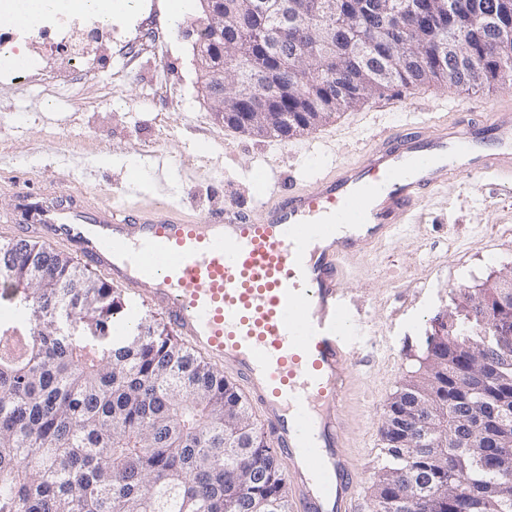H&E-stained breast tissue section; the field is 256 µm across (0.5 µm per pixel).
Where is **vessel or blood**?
<instances>
[{"label":"vessel or blood","instance_id":"b4317fda","mask_svg":"<svg viewBox=\"0 0 512 512\" xmlns=\"http://www.w3.org/2000/svg\"><path fill=\"white\" fill-rule=\"evenodd\" d=\"M483 176L512 188L511 113L389 132L307 189L267 168L263 200L193 222L165 204L100 205L47 210L30 231L75 247L134 301L161 304L168 328L233 369L288 461L300 512H359L340 426L358 328L344 262L419 223L432 189Z\"/></svg>","mask_w":512,"mask_h":512}]
</instances>
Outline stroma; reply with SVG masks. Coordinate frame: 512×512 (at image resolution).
I'll list each match as a JSON object with an SVG mask.
<instances>
[{"label": "stroma", "instance_id": "obj_1", "mask_svg": "<svg viewBox=\"0 0 512 512\" xmlns=\"http://www.w3.org/2000/svg\"><path fill=\"white\" fill-rule=\"evenodd\" d=\"M171 0H138L112 13L111 36L83 42L94 69L75 75L59 54L55 81L0 83V241L27 223L25 206L61 196L147 209L176 205L196 220L229 202L250 205L268 166L310 174L363 148L414 112L463 121L506 111L505 88L398 87L336 114L307 135L256 138L215 120L198 83L193 40L198 0L172 13ZM154 39L138 47L137 27ZM413 109H404V101ZM422 223L347 258L344 286L360 311L355 365L342 404L347 451L361 477L362 510L374 512L376 474L386 458V405L417 372L459 289L477 291L512 269V193L486 178L453 179L424 202Z\"/></svg>", "mask_w": 512, "mask_h": 512}]
</instances>
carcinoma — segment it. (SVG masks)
Segmentation results:
<instances>
[{
    "mask_svg": "<svg viewBox=\"0 0 512 512\" xmlns=\"http://www.w3.org/2000/svg\"><path fill=\"white\" fill-rule=\"evenodd\" d=\"M328 22L343 36L351 31L376 39L374 63L393 78L382 83L370 65L336 46V74L294 55L326 22L306 10L288 27V44L268 55L259 34L238 38L224 67L244 47L288 89L294 120L315 112H346L363 104L339 95L337 85L362 84L371 95L430 81L466 90L512 84L502 70L496 32L480 30L467 44L475 70L440 59V29L468 27L471 19L512 0H454L448 19L423 22L406 16L411 41L390 39L392 0H337ZM9 260L0 286L20 323L0 325V512H290L276 454L251 416L234 408L242 396L214 365L166 327L143 319L117 336L111 328L126 316L125 302L105 281L72 259L37 242L0 243ZM66 307L86 326L68 336L40 318ZM471 372L469 390L448 388V375ZM447 406L446 427L455 439L472 435L476 406L504 403L512 409V354L489 348L474 356L438 340L434 359L389 402L386 413L405 419L420 434L428 388ZM387 455L376 478L377 497L394 512H458L471 485L483 489L467 512H512V453L497 448H447L451 459L430 450L399 448L402 436L385 429ZM443 490L415 499L420 485Z\"/></svg>",
    "mask_w": 512,
    "mask_h": 512,
    "instance_id": "carcinoma-1",
    "label": "carcinoma"
}]
</instances>
